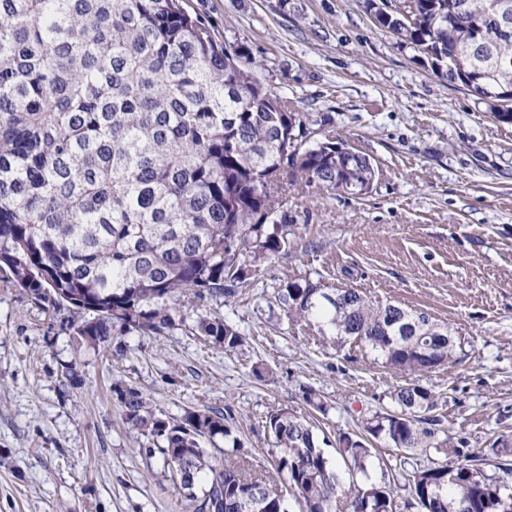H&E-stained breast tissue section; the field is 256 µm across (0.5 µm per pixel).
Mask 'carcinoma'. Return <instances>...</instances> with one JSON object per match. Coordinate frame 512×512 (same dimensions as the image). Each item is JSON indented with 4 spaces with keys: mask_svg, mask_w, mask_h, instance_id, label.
<instances>
[{
    "mask_svg": "<svg viewBox=\"0 0 512 512\" xmlns=\"http://www.w3.org/2000/svg\"><path fill=\"white\" fill-rule=\"evenodd\" d=\"M503 4L512 12V0H407L406 23L385 9L374 18L511 122ZM244 58L180 0H0V267L67 312L83 341L163 336L184 320L188 292L236 297L288 245L275 219L288 186L371 187V159L336 154L332 136L307 145L309 118ZM277 308L407 379L391 407L334 441L298 410H272L266 466L245 451L231 405L168 416L139 389H115L164 467L190 468L178 488L191 512H290L291 498L300 512H512V444L485 450L448 435L438 395L421 384L456 360L448 326L307 277L281 280ZM198 329L226 352L245 344L219 315ZM220 438L222 460L204 447Z\"/></svg>",
    "mask_w": 512,
    "mask_h": 512,
    "instance_id": "carcinoma-1",
    "label": "carcinoma"
}]
</instances>
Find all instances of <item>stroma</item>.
<instances>
[{
    "label": "stroma",
    "instance_id": "1",
    "mask_svg": "<svg viewBox=\"0 0 512 512\" xmlns=\"http://www.w3.org/2000/svg\"><path fill=\"white\" fill-rule=\"evenodd\" d=\"M372 0H184L256 79L377 166L358 197L291 187L288 245L223 303L189 298L164 336H121L125 352L74 336L0 269V512H186L158 450L126 422L114 390H141L170 416L232 404L245 446L269 448L264 420L327 405L328 432L390 405L398 379L373 357L317 345L268 302L288 277L322 279L447 322L456 362L423 377L449 435L486 448L512 438V123L437 77L427 59L376 27ZM221 315L245 334L232 353L197 330ZM265 364L263 384L252 367ZM79 379L70 381L67 368Z\"/></svg>",
    "mask_w": 512,
    "mask_h": 512
}]
</instances>
